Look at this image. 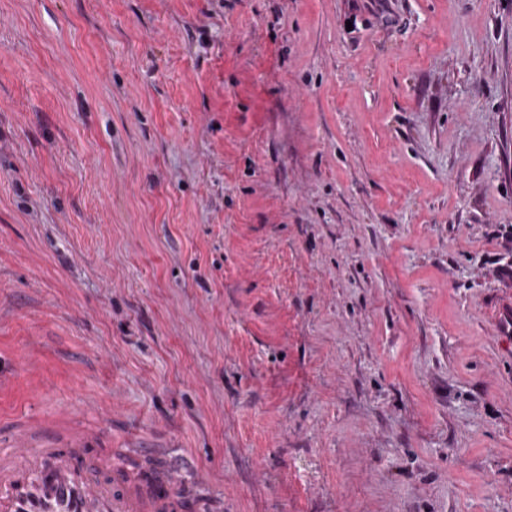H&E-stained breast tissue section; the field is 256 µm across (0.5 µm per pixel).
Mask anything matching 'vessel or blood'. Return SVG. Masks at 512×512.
I'll return each mask as SVG.
<instances>
[{"label":"vessel or blood","instance_id":"1","mask_svg":"<svg viewBox=\"0 0 512 512\" xmlns=\"http://www.w3.org/2000/svg\"><path fill=\"white\" fill-rule=\"evenodd\" d=\"M184 472L175 464L125 471L121 459L16 435L0 450V512H186Z\"/></svg>","mask_w":512,"mask_h":512}]
</instances>
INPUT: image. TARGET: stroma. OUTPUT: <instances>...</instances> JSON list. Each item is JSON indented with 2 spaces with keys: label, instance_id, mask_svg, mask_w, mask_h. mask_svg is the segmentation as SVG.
<instances>
[{
  "label": "stroma",
  "instance_id": "obj_1",
  "mask_svg": "<svg viewBox=\"0 0 512 512\" xmlns=\"http://www.w3.org/2000/svg\"><path fill=\"white\" fill-rule=\"evenodd\" d=\"M512 0H0V448L209 512H512Z\"/></svg>",
  "mask_w": 512,
  "mask_h": 512
}]
</instances>
